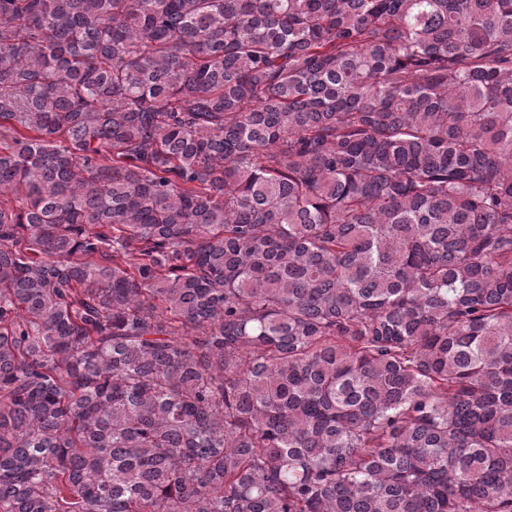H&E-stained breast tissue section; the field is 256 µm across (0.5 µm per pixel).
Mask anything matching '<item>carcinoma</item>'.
<instances>
[{
	"label": "carcinoma",
	"mask_w": 512,
	"mask_h": 512,
	"mask_svg": "<svg viewBox=\"0 0 512 512\" xmlns=\"http://www.w3.org/2000/svg\"><path fill=\"white\" fill-rule=\"evenodd\" d=\"M0 512H512V0H0Z\"/></svg>",
	"instance_id": "1"
}]
</instances>
